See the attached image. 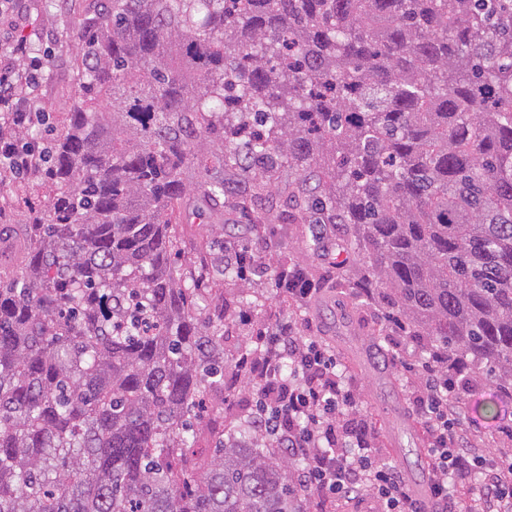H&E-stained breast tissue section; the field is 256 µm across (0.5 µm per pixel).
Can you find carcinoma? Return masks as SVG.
I'll list each match as a JSON object with an SVG mask.
<instances>
[{"instance_id": "cac0c4a2", "label": "carcinoma", "mask_w": 512, "mask_h": 512, "mask_svg": "<svg viewBox=\"0 0 512 512\" xmlns=\"http://www.w3.org/2000/svg\"><path fill=\"white\" fill-rule=\"evenodd\" d=\"M80 39L56 193L0 238V512H312L299 460L200 415L225 313L176 225L227 203L275 288L311 274L272 225L335 229L373 332L512 396V0H101Z\"/></svg>"}]
</instances>
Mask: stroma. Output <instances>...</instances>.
I'll list each match as a JSON object with an SVG mask.
<instances>
[{"label": "stroma", "mask_w": 512, "mask_h": 512, "mask_svg": "<svg viewBox=\"0 0 512 512\" xmlns=\"http://www.w3.org/2000/svg\"><path fill=\"white\" fill-rule=\"evenodd\" d=\"M97 0H58L48 6L46 0H28L26 18L0 17V30L31 27L32 52L20 59V67L44 63V78L38 89L42 122L36 129L38 140L59 133L74 94L72 59L79 45L78 30ZM54 194L40 176L0 182V225L24 224L31 208L45 206ZM234 223L232 213L222 219L180 225L184 252L177 262L184 282H192L207 265L224 261L236 251V241L217 232V222ZM248 295L252 307L237 308L240 295ZM269 278L252 277L250 282L221 278L210 280L207 302L210 308L233 311L224 330V353L235 360L239 349L248 345L253 330L273 331L283 313ZM301 335L304 342H315L336 357L337 370L359 396L360 408L367 416L386 462L396 466L410 489L426 483L429 475L430 439L423 420L413 404L409 378L396 366H387L369 355L365 326L374 312L342 289L321 288L302 311ZM254 389L233 369L224 371V424L234 428L246 416L253 402ZM496 400L499 414L488 420L474 408L487 400ZM462 411L456 427L475 453H491L495 448L512 447V398L498 395L495 387L481 380L462 392Z\"/></svg>", "instance_id": "1"}]
</instances>
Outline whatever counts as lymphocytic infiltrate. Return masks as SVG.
<instances>
[{"instance_id": "1", "label": "lymphocytic infiltrate", "mask_w": 512, "mask_h": 512, "mask_svg": "<svg viewBox=\"0 0 512 512\" xmlns=\"http://www.w3.org/2000/svg\"><path fill=\"white\" fill-rule=\"evenodd\" d=\"M30 50L27 36L0 39V176L31 174L39 168L38 144L22 143L17 133L40 121L37 89L41 65L20 69L15 59ZM258 350L235 362L238 377L256 389L245 425L274 448L302 461L298 480L322 505L362 494L380 501L383 512H425L410 494L399 470L385 462L359 400L336 370L326 349L303 342L292 321L258 337ZM413 401L431 439L432 497L439 512H457L453 487L482 481L467 512H512V469L470 453L455 426L461 403L435 362L423 365Z\"/></svg>"}]
</instances>
